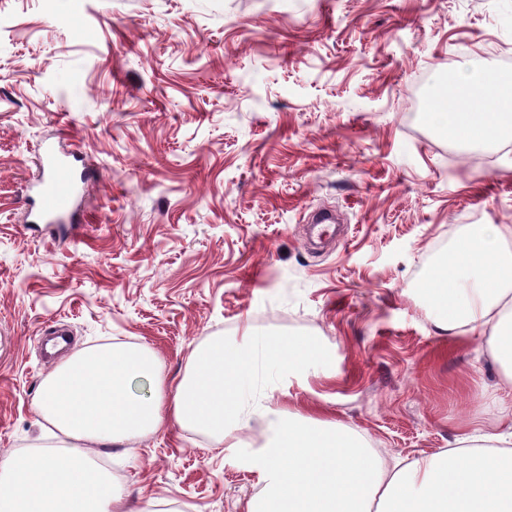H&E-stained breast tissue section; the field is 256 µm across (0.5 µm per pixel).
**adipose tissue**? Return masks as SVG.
Masks as SVG:
<instances>
[{"label": "adipose tissue", "mask_w": 512, "mask_h": 512, "mask_svg": "<svg viewBox=\"0 0 512 512\" xmlns=\"http://www.w3.org/2000/svg\"><path fill=\"white\" fill-rule=\"evenodd\" d=\"M479 102L485 111H475ZM427 119L453 143L511 141L512 81L466 60L452 90L433 95ZM420 290L437 333L481 338L501 368L494 434L468 431L449 448L389 466L355 431L274 407L255 389V364L305 371L320 353L306 336L213 339L174 384L147 347H89L57 365L35 397L53 450L0 457V512H122L92 449L171 424L225 440L256 419L266 424L264 487L246 512H512V225H469ZM138 378L151 394L131 392Z\"/></svg>", "instance_id": "ef3b65f1"}]
</instances>
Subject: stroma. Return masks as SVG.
<instances>
[{
    "mask_svg": "<svg viewBox=\"0 0 512 512\" xmlns=\"http://www.w3.org/2000/svg\"><path fill=\"white\" fill-rule=\"evenodd\" d=\"M472 56L512 78V0H0V455L49 436L53 324L171 381L216 336L316 338L273 405L388 462L494 431L499 367L417 292L465 220L512 225V142L487 165L426 120ZM43 139L88 174L76 233L27 228ZM319 209L342 218L322 247ZM265 428L168 426L113 449L112 480L127 512H244Z\"/></svg>",
    "mask_w": 512,
    "mask_h": 512,
    "instance_id": "obj_1",
    "label": "stroma"
}]
</instances>
